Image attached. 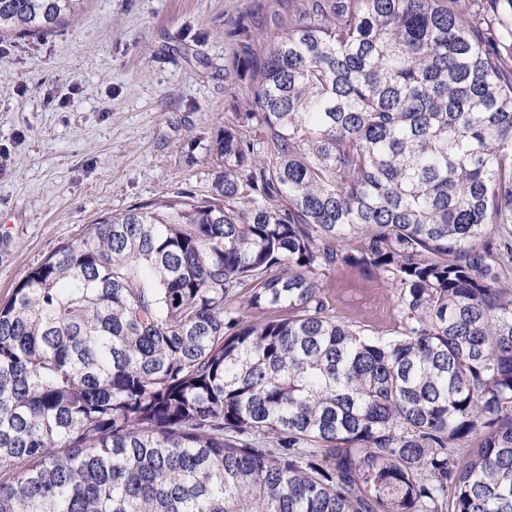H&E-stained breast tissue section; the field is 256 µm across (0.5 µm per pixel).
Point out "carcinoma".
Segmentation results:
<instances>
[{
  "mask_svg": "<svg viewBox=\"0 0 512 512\" xmlns=\"http://www.w3.org/2000/svg\"><path fill=\"white\" fill-rule=\"evenodd\" d=\"M277 2L212 196L86 225L0 305V512H512V0ZM336 265L400 338L333 313ZM336 308V316L359 321L365 333L391 340L403 330L396 290L383 279L358 268H331L321 276Z\"/></svg>",
  "mask_w": 512,
  "mask_h": 512,
  "instance_id": "carcinoma-1",
  "label": "carcinoma"
}]
</instances>
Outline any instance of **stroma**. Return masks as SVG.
<instances>
[{
	"instance_id": "obj_1",
	"label": "stroma",
	"mask_w": 512,
	"mask_h": 512,
	"mask_svg": "<svg viewBox=\"0 0 512 512\" xmlns=\"http://www.w3.org/2000/svg\"><path fill=\"white\" fill-rule=\"evenodd\" d=\"M272 0H86L37 35L0 36V302L100 217L210 196L214 144L244 111L240 46ZM323 284L338 317L391 340L396 290L356 268Z\"/></svg>"
}]
</instances>
